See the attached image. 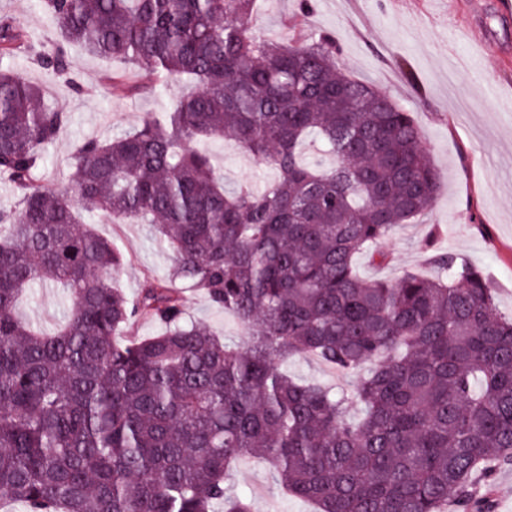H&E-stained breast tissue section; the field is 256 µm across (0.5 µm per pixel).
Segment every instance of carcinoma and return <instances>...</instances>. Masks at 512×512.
I'll return each mask as SVG.
<instances>
[{
    "mask_svg": "<svg viewBox=\"0 0 512 512\" xmlns=\"http://www.w3.org/2000/svg\"><path fill=\"white\" fill-rule=\"evenodd\" d=\"M257 0H42L61 43L38 51L0 15V56L27 51L78 88L64 46L117 59L112 94L189 90L133 131L91 138L69 185H43L67 114L0 70V502L24 512H252L228 492L253 455L318 512H495L512 464V317L450 252L436 278L367 280L358 255L429 210L440 177L412 112L336 68L303 30H252ZM230 139L277 172L224 186L206 144ZM145 220L172 257L136 297L112 286L123 254L80 211ZM64 289L47 333L20 317L27 288ZM232 313L239 349L186 317L185 289ZM158 331L122 342L123 331ZM313 354L358 376L350 395L290 378ZM362 415L348 418L349 403ZM495 512H512V465L499 468L492 478Z\"/></svg>",
    "mask_w": 512,
    "mask_h": 512,
    "instance_id": "cac0c4a2",
    "label": "carcinoma"
}]
</instances>
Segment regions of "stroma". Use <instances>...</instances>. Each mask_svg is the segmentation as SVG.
<instances>
[{"label":"stroma","instance_id":"35a3bbf8","mask_svg":"<svg viewBox=\"0 0 512 512\" xmlns=\"http://www.w3.org/2000/svg\"><path fill=\"white\" fill-rule=\"evenodd\" d=\"M3 13L20 19L37 44L49 48L58 42V29L39 0H0ZM299 20L309 32L333 37L339 68L413 113L443 182L426 214L397 226L381 242L387 262L357 256V273L388 281L408 272L431 276L436 272L433 253L450 251L484 273L498 311L512 316V0H259L252 25L266 38L285 41ZM67 52L78 83L74 89L25 55L0 60V67L40 87L45 105L68 114L58 139L45 151L42 177L52 189L67 184L78 142L132 129L159 108L150 96H113L106 76L120 68V61L76 45ZM208 148L224 170L226 185L245 179L261 185L273 177L232 142L215 140ZM85 220L124 253L126 263L113 284L128 296H136L146 279L168 275L171 258L155 246L149 225L116 224L103 212ZM186 298L188 319L237 346L247 344L235 318L215 309L203 292H187ZM69 306L65 293L37 284L21 311L50 331ZM282 368L339 392L352 384L314 356L293 357ZM275 483L271 466L255 457L240 460L228 480L234 492L251 499L254 512H312L311 503L273 492Z\"/></svg>","mask_w":512,"mask_h":512}]
</instances>
